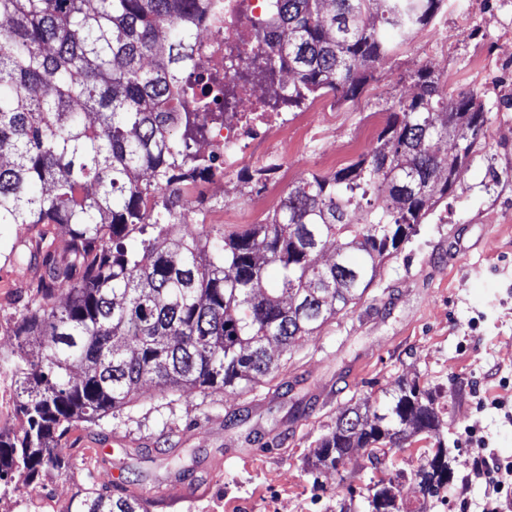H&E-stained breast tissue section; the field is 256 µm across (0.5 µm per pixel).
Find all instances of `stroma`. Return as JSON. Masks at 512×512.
Returning a JSON list of instances; mask_svg holds the SVG:
<instances>
[{"label": "stroma", "instance_id": "1", "mask_svg": "<svg viewBox=\"0 0 512 512\" xmlns=\"http://www.w3.org/2000/svg\"><path fill=\"white\" fill-rule=\"evenodd\" d=\"M424 66L449 95L481 94L485 140L368 298L297 340L276 383L248 393L187 390L167 407L147 386L120 417L74 423L65 469L42 470L23 496L0 494V512H35L43 499L73 512L91 481L114 467L136 479L151 512H267L275 501L279 512H365L368 487L398 476L403 497L420 500L405 476L432 450L424 433L377 460L361 449L338 472L308 471L319 439L352 400L401 379L437 396L453 455V478L422 500L425 512H482L492 498L498 512H512V496L474 475L480 454L512 463V0H445L428 29L377 67L357 101L325 96L321 112L287 113L292 126L312 121L311 138L255 143L245 171L264 167L273 151L283 174L248 185L232 175L206 205L212 213L250 207L263 222L301 179L356 162L359 141L378 135ZM29 279L0 264V353L14 348L8 332Z\"/></svg>", "mask_w": 512, "mask_h": 512}]
</instances>
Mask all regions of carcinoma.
Masks as SVG:
<instances>
[{"label": "carcinoma", "mask_w": 512, "mask_h": 512, "mask_svg": "<svg viewBox=\"0 0 512 512\" xmlns=\"http://www.w3.org/2000/svg\"><path fill=\"white\" fill-rule=\"evenodd\" d=\"M445 0H271L267 72L286 68L265 105L282 114L330 94L359 99L399 46ZM220 0H0V225L32 239L10 249L36 268L0 357L16 386L22 435L0 433V483L16 492L61 467L72 423L116 416L144 383L246 389L276 378L295 342L360 301L485 138L474 90L448 101L428 67L392 107L376 141L330 175L311 173L261 224L224 233L200 220L179 233L180 189L213 175L195 145L226 112H187L194 23ZM364 211V223L355 221ZM68 239L55 246L53 230ZM335 254L331 264L321 254ZM348 406L316 459L337 471L355 448H400L439 434L435 396L417 382ZM442 439L408 479L421 498L448 484ZM133 480H102L75 512H149ZM368 512L406 507L399 483L370 489Z\"/></svg>", "instance_id": "obj_1"}]
</instances>
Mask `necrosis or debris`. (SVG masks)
Instances as JSON below:
<instances>
[{
    "label": "necrosis or debris",
    "instance_id": "4bbe7bcc",
    "mask_svg": "<svg viewBox=\"0 0 512 512\" xmlns=\"http://www.w3.org/2000/svg\"><path fill=\"white\" fill-rule=\"evenodd\" d=\"M268 0H224L221 20L204 18L196 25L192 45L195 72L204 78H218L228 96L225 102H214L212 111L229 109L233 116L215 127L207 145L224 161V173L252 157V143L265 134L269 121L262 101L272 90L262 81L264 53L273 45L264 33Z\"/></svg>",
    "mask_w": 512,
    "mask_h": 512
}]
</instances>
